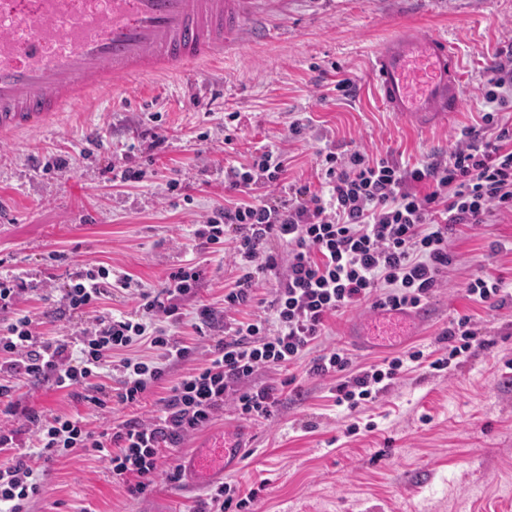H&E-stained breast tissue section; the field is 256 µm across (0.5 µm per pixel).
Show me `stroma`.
I'll list each match as a JSON object with an SVG mask.
<instances>
[{"mask_svg":"<svg viewBox=\"0 0 512 512\" xmlns=\"http://www.w3.org/2000/svg\"><path fill=\"white\" fill-rule=\"evenodd\" d=\"M259 7L269 19L266 35L222 63L132 88L119 104L99 94L57 126L0 139V272L18 276V306L36 311L47 336L67 340L98 317L137 306L134 291L117 289L96 310L69 314L49 290L76 269L105 262L157 288L191 260L203 279L176 303L184 313L210 306L215 318L199 331L187 321L170 324V334L198 345L170 371L177 379L224 336V286L236 270L221 254L196 250L189 230L223 204L228 161L249 163L269 144L286 149V182L256 189L277 197L289 182L319 185L324 151L362 150L412 165L449 151L464 129L484 132L481 87L492 62L512 50V0H260ZM405 24L446 34L460 50L463 103L447 125L409 127L384 110L370 82L371 57ZM342 78L353 82L350 95L335 89ZM230 112L238 120L228 146ZM295 121L301 134L290 131ZM147 129L160 144L141 139ZM129 166L145 171L143 182L120 183ZM450 248L455 264L428 300L431 315L417 335L375 350L349 347L347 325L375 312L365 302L332 316L321 346L346 349L354 371L413 347L440 355L449 322L467 315L485 341L469 356L442 371L424 363L400 373L354 414L335 406L333 378L310 375L308 359L261 369L240 389L278 387L270 415L246 419L225 404L207 426L163 449L162 473L140 498H127L122 479L96 456L54 457L38 462L46 493L28 512H193L198 496L181 493L165 470L240 424L252 429L253 446L224 481L259 488L253 512H512V300L491 307L467 293L478 277L512 287V213L463 229ZM164 394L158 387L136 405L100 409L69 389L23 384L17 412L0 413V425L24 431L27 414L69 415L100 431L158 415Z\"/></svg>","mask_w":512,"mask_h":512,"instance_id":"stroma-1","label":"stroma"}]
</instances>
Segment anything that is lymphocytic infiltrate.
<instances>
[{"mask_svg":"<svg viewBox=\"0 0 512 512\" xmlns=\"http://www.w3.org/2000/svg\"><path fill=\"white\" fill-rule=\"evenodd\" d=\"M481 107L485 124L495 122L497 107L512 98V52L488 69ZM288 153L272 146L251 163L224 168L229 198L196 224L199 247L228 246L238 270L224 290V310L232 319L225 336L210 345L200 367L174 382L171 368L194 353L186 340L169 336L167 326L183 319L173 300L199 285L198 266L178 268L161 288L146 289L129 274L113 273L109 264L82 268L66 282L61 299L68 310L83 313L109 298L113 289H133L139 305L133 313L96 318L71 340L46 337L30 312L17 310L15 276L0 275V399H10L20 380L49 382L60 389H83L87 401L101 405L105 395L134 404L151 389L165 386L159 415L122 421L96 432L82 418L30 416L24 453L0 469V512H26L44 486L33 458L92 452L116 476L124 491L137 498L159 471L160 450L176 444L212 421L226 402L239 415L267 416L277 389L246 392L239 386L258 369L284 367L309 358L310 374L336 376L335 402L349 412L375 401L408 363L423 351L407 350L357 372L341 349L314 354L330 316L370 300L378 307L414 308L428 300L455 261L449 249L460 227L485 223L495 211L512 212V129L490 139L472 130L451 152L413 166L355 150L322 159L323 187L292 184L287 198L254 195V186L284 180ZM286 246V254L275 245ZM286 265L274 294L257 299L259 273ZM249 314L237 318L241 308ZM443 336L448 350L431 366L442 370L479 343L471 317L451 321ZM148 346L149 355L135 354ZM116 380L109 390L108 380Z\"/></svg>","mask_w":512,"mask_h":512,"instance_id":"1","label":"lymphocytic infiltrate"}]
</instances>
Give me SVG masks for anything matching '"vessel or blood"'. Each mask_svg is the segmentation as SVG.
I'll list each match as a JSON object with an SVG mask.
<instances>
[{
    "label": "vessel or blood",
    "mask_w": 512,
    "mask_h": 512,
    "mask_svg": "<svg viewBox=\"0 0 512 512\" xmlns=\"http://www.w3.org/2000/svg\"><path fill=\"white\" fill-rule=\"evenodd\" d=\"M256 0H0V136L42 128L130 81L201 66L266 31ZM386 111L416 128L449 121L463 98L459 51L446 35L399 27L371 59ZM385 310L377 337L426 321ZM249 431L204 443L182 461V492L204 490L245 460Z\"/></svg>",
    "instance_id": "vessel-or-blood-1"
}]
</instances>
